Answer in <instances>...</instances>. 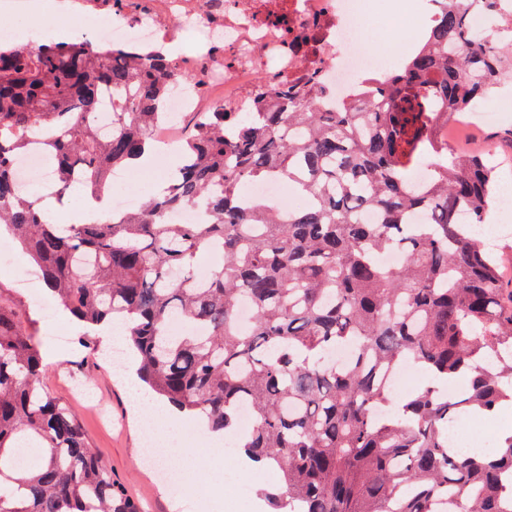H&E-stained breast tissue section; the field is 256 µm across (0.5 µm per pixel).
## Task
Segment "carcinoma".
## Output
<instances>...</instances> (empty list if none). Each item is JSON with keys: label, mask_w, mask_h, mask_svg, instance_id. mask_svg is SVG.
Segmentation results:
<instances>
[{"label": "carcinoma", "mask_w": 512, "mask_h": 512, "mask_svg": "<svg viewBox=\"0 0 512 512\" xmlns=\"http://www.w3.org/2000/svg\"><path fill=\"white\" fill-rule=\"evenodd\" d=\"M502 0H446L362 110L322 112L300 93L259 112H189L165 187L104 222L54 224L14 160L42 133L61 201L107 194L133 167L177 75L162 54L88 37L0 48V230L78 320L123 327L154 396L238 437L279 470L272 512H512V435L491 453L452 449L448 426L512 401V307L486 223L496 169L450 153L430 110L474 112L512 79L491 31ZM484 25L470 24V9ZM112 92V125L94 122ZM442 157L421 182V156ZM305 197L280 213L248 185ZM199 209L197 224L171 212ZM399 249L396 267L378 256ZM216 258L197 277L202 254ZM253 309L249 326L239 304ZM351 350L336 364L329 353ZM427 379L396 402L387 374ZM40 344L0 301V512H143L89 448L71 407L39 387ZM254 424L242 429L239 408ZM37 448L19 468L17 449ZM51 448L49 456L42 448Z\"/></svg>", "instance_id": "carcinoma-1"}]
</instances>
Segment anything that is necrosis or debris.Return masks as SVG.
Instances as JSON below:
<instances>
[{
  "mask_svg": "<svg viewBox=\"0 0 512 512\" xmlns=\"http://www.w3.org/2000/svg\"><path fill=\"white\" fill-rule=\"evenodd\" d=\"M436 8L435 0H79L48 32L166 52L185 81L165 102L169 119L150 134L160 148L173 149L187 135V112H255L262 99L291 89L326 112L359 104L355 84L377 67L354 49L363 21L382 13L396 24L408 12L425 29ZM186 31L202 50L181 49ZM15 177L40 198L57 192L52 160L38 141L17 157Z\"/></svg>",
  "mask_w": 512,
  "mask_h": 512,
  "instance_id": "1",
  "label": "necrosis or debris"
}]
</instances>
